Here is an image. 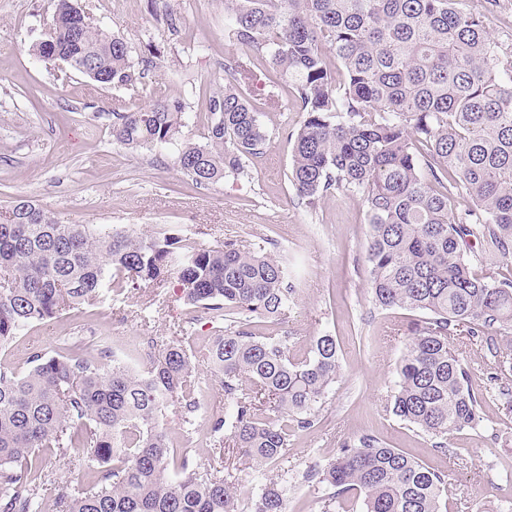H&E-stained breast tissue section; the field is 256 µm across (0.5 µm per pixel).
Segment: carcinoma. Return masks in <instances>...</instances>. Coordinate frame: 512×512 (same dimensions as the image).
Masks as SVG:
<instances>
[{
  "label": "carcinoma",
  "instance_id": "cac0c4a2",
  "mask_svg": "<svg viewBox=\"0 0 512 512\" xmlns=\"http://www.w3.org/2000/svg\"><path fill=\"white\" fill-rule=\"evenodd\" d=\"M45 33L56 60L114 87L145 86L163 67L136 68L129 43L54 0ZM230 34L269 52L293 81L306 117L294 133L288 180L312 205L358 191L367 209L365 263L381 309L425 314L408 325L388 404L399 420L448 453V438L484 423L487 402L512 403V387L478 388L473 368L451 347L464 332L483 342L503 371L512 366V48L482 14L454 0H224ZM341 64L329 68L325 50ZM213 116L199 145L183 135L176 101L132 110L117 102L112 141L129 149L177 146L176 165L197 186L246 171L263 154L265 130L247 93L229 84L209 99ZM457 196L469 204L451 208ZM0 224V350L35 322L97 304L104 292L175 280L182 298L224 323L203 349L161 337L142 371L135 345L114 355L105 336H69L35 352L19 376L0 369V512H43L46 455L75 451L95 468L86 486L59 484V512H239L224 477L226 442L257 469L288 456L292 437L313 426L339 375L336 340L316 336L294 352L287 336H262L257 321L285 315L296 294L272 252L227 239L199 247L171 228L143 235L110 224H62L20 197ZM471 239L481 251L469 256ZM219 379L232 419L211 423V465L189 461L168 475L171 448L157 420L172 403L184 414L202 394L201 370ZM332 489L325 512H442L444 471L374 435L345 442L309 467ZM250 512H288L283 483L267 478Z\"/></svg>",
  "mask_w": 512,
  "mask_h": 512
}]
</instances>
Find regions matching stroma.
<instances>
[{"instance_id":"stroma-1","label":"stroma","mask_w":512,"mask_h":512,"mask_svg":"<svg viewBox=\"0 0 512 512\" xmlns=\"http://www.w3.org/2000/svg\"><path fill=\"white\" fill-rule=\"evenodd\" d=\"M94 23L125 38L133 58L155 50L165 66L150 72L147 91L136 94L92 82L32 52L53 16L52 0H0V215L20 196L37 200L65 224H109L142 234L167 226L209 247L230 238L251 249H273L288 265L299 293L284 320L262 323L259 333L287 335L297 353L313 337L336 338L339 378L315 414L312 429L292 439L288 460L265 476L288 487V512H323L327 489H315L303 474L330 458L343 442L373 434L448 475L450 512H476L481 504L512 502V409L488 402L485 427L448 441V455L427 436L387 411L404 351L407 325L418 312L375 309L363 261L369 226L360 193L327 195L307 205L288 180L291 133L305 114L291 82L281 79L270 53L257 54L228 33L224 0H77ZM463 9L484 14L499 43L512 47V0H460ZM178 15L176 33L162 22L167 9ZM246 64L248 96L269 141L246 175L199 187L175 165L170 147L128 150L112 141V107L182 101L183 133L192 141L210 124V96L234 82L233 67ZM218 328L180 297L176 283L161 288L107 293L101 302L29 326L8 349L0 368L25 374L32 352H47L64 336L112 338V349L180 334L191 348L207 346ZM198 414L185 417L169 406L159 419L175 454L194 466L209 461L210 423L230 416L218 379ZM51 480L41 490L44 512H55V487L84 483L85 469L68 457L48 454ZM230 480L241 502L257 494L261 479L233 458Z\"/></svg>"}]
</instances>
